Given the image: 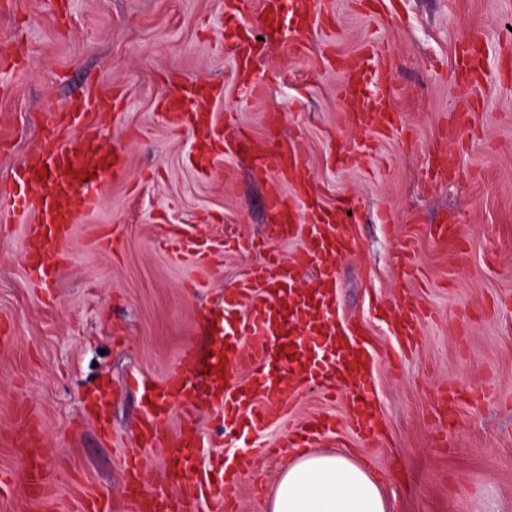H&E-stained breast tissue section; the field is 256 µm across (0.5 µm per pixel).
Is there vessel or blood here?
<instances>
[{
	"mask_svg": "<svg viewBox=\"0 0 512 512\" xmlns=\"http://www.w3.org/2000/svg\"><path fill=\"white\" fill-rule=\"evenodd\" d=\"M263 51L264 43L257 39L237 53L238 82L251 93L259 88L250 70L251 60ZM330 65L341 74L342 91L352 99L363 93L369 81L386 82L390 73L384 53L372 45L362 59L336 56ZM460 66L465 85L479 89L485 76L480 60L470 54ZM223 96V86L187 81L174 95L162 97L161 104L168 123L192 128L199 136L200 153L206 154L222 131L205 105ZM125 99L120 87L107 92L88 89L72 100L67 110H45L33 157L16 172L14 187L0 191V210L11 211L24 227L28 275L37 285H47L55 278L59 261L66 257L65 244L74 224L80 216L98 209L101 186L126 172L125 153L103 146L94 132L124 106ZM368 105L369 112L353 113V120L361 123L371 117L379 125L392 122L383 95L369 98ZM280 121V113H266L269 138L256 142L243 135L225 143L224 150L248 151L260 168L275 163L277 180L288 183L290 191L268 196L269 229L274 239H296L295 255L288 261L272 251L258 254L235 286L225 290L222 302L209 311L210 319L221 324L219 344L208 350L185 348L176 368L149 390L138 447L160 443L173 408L187 412L203 400L221 410L225 424L243 421L256 431H265L281 422L309 386L348 394L347 429L365 441L379 434L378 410L370 398L373 355L358 329L331 315L336 298V260L355 251L356 245L348 232L343 206H325L313 195L310 171L294 147L276 138ZM84 172L89 175L85 181L80 178ZM312 267L320 270L314 285L299 287L303 271ZM388 309L400 335H415L416 314L405 299L389 300ZM244 370L249 373L245 387L234 381ZM15 424L14 448L25 466L29 505L32 512H50L53 473L39 424L23 412L18 413ZM337 424L331 415L311 416L288 433L285 444L290 448L312 447L321 438L335 434ZM173 446L167 487L147 490L138 466H131L123 484L131 512H202L201 497L179 495L172 488L194 479L207 438L190 426L176 437ZM250 468V460L242 459L236 467L225 469L222 483L206 485L204 495L213 504L211 512H226L225 486L237 483Z\"/></svg>",
	"mask_w": 512,
	"mask_h": 512,
	"instance_id": "b4317fda",
	"label": "vessel or blood"
}]
</instances>
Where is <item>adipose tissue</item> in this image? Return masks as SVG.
Instances as JSON below:
<instances>
[{"mask_svg":"<svg viewBox=\"0 0 512 512\" xmlns=\"http://www.w3.org/2000/svg\"><path fill=\"white\" fill-rule=\"evenodd\" d=\"M266 512H388L381 483L346 454H292Z\"/></svg>","mask_w":512,"mask_h":512,"instance_id":"obj_1","label":"adipose tissue"}]
</instances>
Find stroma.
Returning <instances> with one entry per match:
<instances>
[{
	"label": "stroma",
	"instance_id": "1",
	"mask_svg": "<svg viewBox=\"0 0 512 512\" xmlns=\"http://www.w3.org/2000/svg\"><path fill=\"white\" fill-rule=\"evenodd\" d=\"M299 0L281 9L265 55L254 64L266 89L245 94L236 79L233 45L260 9L239 0H18L0 14V50L23 43L28 64L0 72L12 91L0 96V190L32 154L40 118L66 109L88 86H123L127 102L99 131L128 156L123 180L108 183L102 204L81 217L54 282L34 287L26 274L22 225L0 210V471L13 483L0 512H25L24 470L12 448L15 418L26 410L40 424L54 474L55 512L75 498L121 495L126 450L144 412L128 375L160 382L190 343L200 341L205 314L235 284L250 255L243 243L291 256L295 241H271L265 201L288 192L272 172L244 155L216 153L208 171L195 164L188 131L175 130L158 107L169 77L224 88L210 104L225 134H265L264 115L282 114L314 176L324 204L352 198L347 221L359 247L337 263L336 310L366 328L375 358L373 400L383 434L365 444L350 434L322 441L326 452L352 451L380 478L389 512H512V57L501 33L512 25V0ZM484 38L485 88L452 84L460 40ZM301 50H294L295 41ZM371 42L391 54L388 99L397 122L379 132L347 128L350 107L327 54L359 56ZM466 111L452 149L457 179L430 183L425 170L453 113ZM365 145L355 161L336 155ZM453 224L457 237L435 230ZM198 237L211 260L176 254L172 239ZM419 311L421 331L407 345L382 309L391 295ZM109 381L112 433L103 436L85 410L88 390ZM343 399L307 391L286 421L310 415L346 417ZM213 437L212 453L233 458L274 446L280 430L247 433L228 443L210 408L196 415ZM287 452L260 457L250 477L226 488L239 512H262L274 494Z\"/></svg>",
	"mask_w": 512,
	"mask_h": 512
}]
</instances>
